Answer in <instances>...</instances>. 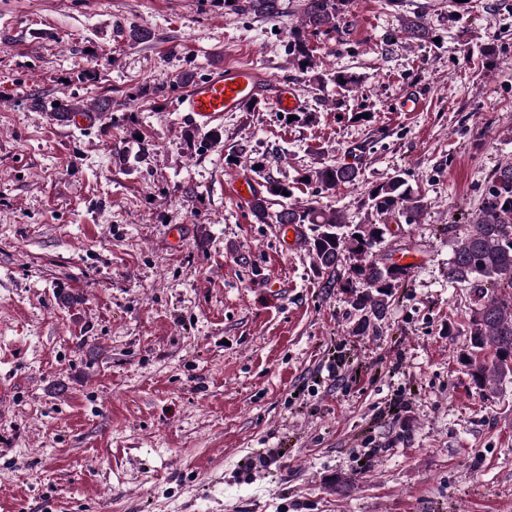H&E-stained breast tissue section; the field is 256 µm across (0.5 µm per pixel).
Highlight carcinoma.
Returning a JSON list of instances; mask_svg holds the SVG:
<instances>
[{
  "instance_id": "cac0c4a2",
  "label": "carcinoma",
  "mask_w": 512,
  "mask_h": 512,
  "mask_svg": "<svg viewBox=\"0 0 512 512\" xmlns=\"http://www.w3.org/2000/svg\"><path fill=\"white\" fill-rule=\"evenodd\" d=\"M349 2L303 0L300 25L291 30L288 41V55L300 71L315 69V48L309 36L339 29ZM245 9L259 17L280 16L279 0H246ZM404 30L411 39H431L421 16L405 20ZM331 80L347 94L358 92L361 86L360 77L349 71H338ZM305 181L332 193L361 183V171L353 164L325 163L302 170L291 182L270 175L264 180L265 194L251 202L253 216L260 224L295 227L304 236L316 269L326 276V287L339 288L349 295L354 307L364 312L362 326L367 327L383 316L389 298L411 274L389 254L380 253L392 231L391 223H423L428 202L406 173L396 169L386 180L365 188L359 201L364 219L351 224L344 210L324 208L313 199L290 203L295 185ZM284 190L289 195H283ZM271 197L281 201V209L273 215L267 211ZM448 282L476 285L465 367L478 389H491L512 376V293H497L499 288H512L511 164L488 176L480 213L456 236L448 263Z\"/></svg>"
}]
</instances>
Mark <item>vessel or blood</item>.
Listing matches in <instances>:
<instances>
[{"instance_id":"b4317fda","label":"vessel or blood","mask_w":512,"mask_h":512,"mask_svg":"<svg viewBox=\"0 0 512 512\" xmlns=\"http://www.w3.org/2000/svg\"><path fill=\"white\" fill-rule=\"evenodd\" d=\"M265 102L280 112L302 106L294 84L275 81L253 64L227 63L212 67L203 78L191 83L175 102L174 109L186 113L196 125H209L228 112L246 111L251 104ZM224 193L236 204H250L260 193V183L245 169L224 181Z\"/></svg>"}]
</instances>
